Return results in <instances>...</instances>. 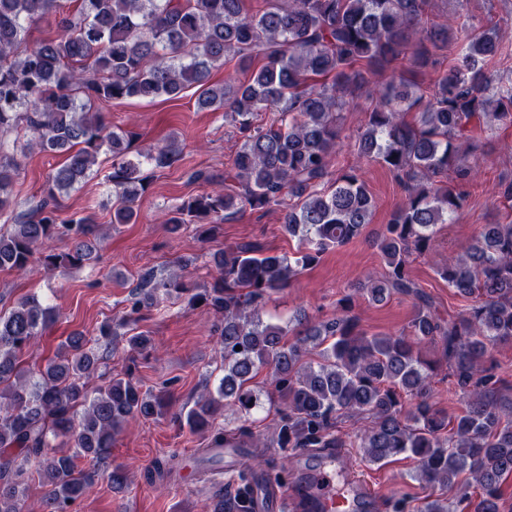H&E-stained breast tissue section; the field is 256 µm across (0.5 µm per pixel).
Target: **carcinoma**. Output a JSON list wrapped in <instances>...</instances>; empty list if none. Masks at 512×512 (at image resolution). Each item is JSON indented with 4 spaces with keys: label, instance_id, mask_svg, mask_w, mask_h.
<instances>
[{
    "label": "carcinoma",
    "instance_id": "cac0c4a2",
    "mask_svg": "<svg viewBox=\"0 0 512 512\" xmlns=\"http://www.w3.org/2000/svg\"><path fill=\"white\" fill-rule=\"evenodd\" d=\"M61 2L0 0V213L11 206L22 169L7 136L22 133L28 145L64 157L26 218L0 227V270L21 273L37 261L64 272L94 260V215L62 219L58 198L88 179L102 154L111 160L112 223L135 222L148 186L144 167L165 170L183 148L170 138L134 154L132 134L112 128L93 107L173 98L194 86L198 108L224 113L241 143L224 189L174 206L166 219L171 231L197 224L208 235L247 209L284 205L283 231L299 249L289 256L255 242L228 246L210 255L213 282L202 289L176 271L137 276L121 321L133 331L131 348L152 346L136 325L142 310L169 298L219 317L224 376L188 410L185 425L210 433L214 448L254 447L261 442L254 416L282 405L278 447L353 445L374 464L406 453L422 483L439 489L420 506L389 498L384 512H502V483L512 476V399L501 394L485 355L512 343V223L484 225L440 267L448 287L471 299L456 316H440L408 271L409 258L425 256L440 225L464 207L466 197L444 177L472 174L471 120L483 119L487 129L512 125V83L485 69L501 50L498 29L469 30L454 65L426 96L405 77L402 61L433 66L436 52L457 40L455 17L427 20L429 0H267L257 14L245 0H77L68 11ZM47 15L58 16L60 34L29 42L31 26ZM228 56L263 64L245 81L211 82L212 69ZM386 72L358 133V163L340 168L341 112ZM261 112L270 119L257 125ZM365 161L385 167L407 196L376 241L382 272L367 276L355 294L373 303L410 297L415 311L407 329L366 335L349 297L329 320L299 316L293 327L264 321L272 294L370 223L376 202L362 179ZM62 236L70 246L59 251L54 241ZM53 321L36 296L0 313V512H25L35 479L48 487L44 512H70L92 486L77 460L104 462L129 422L165 414L164 394L143 389L129 370L98 373L116 335L107 322L93 338L72 333L45 369L27 375L21 357ZM442 365L467 398L451 418L423 399ZM263 369L267 388L254 384ZM224 407L239 413L232 430L213 426ZM344 418H369L372 426L348 442L339 430ZM59 439L73 452H56ZM253 474L240 470L236 495L219 498L213 512H251Z\"/></svg>",
    "mask_w": 512,
    "mask_h": 512
}]
</instances>
